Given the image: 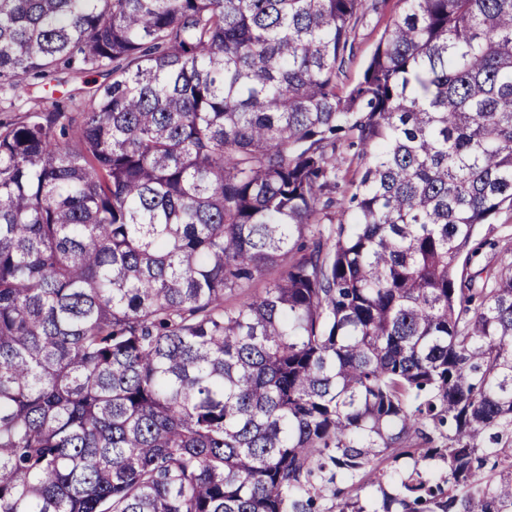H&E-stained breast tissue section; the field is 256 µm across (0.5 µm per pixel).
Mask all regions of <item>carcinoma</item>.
<instances>
[{"label": "carcinoma", "mask_w": 512, "mask_h": 512, "mask_svg": "<svg viewBox=\"0 0 512 512\" xmlns=\"http://www.w3.org/2000/svg\"><path fill=\"white\" fill-rule=\"evenodd\" d=\"M397 4L0 0V512H512V0ZM398 6L395 0H387V5L380 15L370 14L363 26L356 33V43L358 46L356 57L351 65L349 82L357 80L361 74L364 64L370 56L376 42L380 38L386 26L390 24L394 18ZM491 240L500 246L511 245L512 248V209L504 207L492 219L491 224H480L477 227L475 240ZM493 255L490 254V250L488 248L484 249L479 255L473 256L469 270L472 273L475 272H482V274L479 276V280H485L487 277H493L494 275L498 274V272L501 270L502 266L504 265V262L500 261V258L498 260L492 261L489 266H486L491 260V257ZM486 267V268H485ZM485 268L484 270H482ZM290 258H291V256L290 257L287 256L278 267L269 269L267 272H265V274L262 277H259L256 280H254L253 282L247 284L245 286V288H242L241 290H237L233 293L226 294L224 297L225 304L226 305L235 304L238 301L240 294H242V293L251 294V295L261 293L263 291V289L266 287V284L269 280L279 277L285 270L288 269V262H289Z\"/></svg>", "instance_id": "obj_1"}]
</instances>
